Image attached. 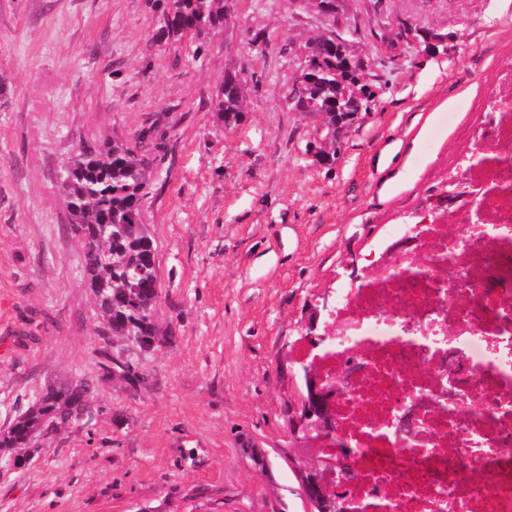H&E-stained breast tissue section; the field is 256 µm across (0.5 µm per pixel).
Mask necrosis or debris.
Listing matches in <instances>:
<instances>
[{"label":"necrosis or debris","instance_id":"obj_1","mask_svg":"<svg viewBox=\"0 0 512 512\" xmlns=\"http://www.w3.org/2000/svg\"><path fill=\"white\" fill-rule=\"evenodd\" d=\"M496 83L464 147L479 195L405 228L323 318L321 451L345 450L353 512H512V55Z\"/></svg>","mask_w":512,"mask_h":512}]
</instances>
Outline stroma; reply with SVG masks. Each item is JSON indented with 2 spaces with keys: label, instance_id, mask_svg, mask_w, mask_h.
<instances>
[{
  "label": "stroma",
  "instance_id": "obj_1",
  "mask_svg": "<svg viewBox=\"0 0 512 512\" xmlns=\"http://www.w3.org/2000/svg\"><path fill=\"white\" fill-rule=\"evenodd\" d=\"M166 2L0 0V429L98 374L58 188L82 143L148 139L165 336L138 387H97L88 425L0 468V512H310L288 416L305 309L445 189L512 54V0H236L194 41L160 36ZM323 35L375 96L327 164L319 119L288 102ZM229 71L246 107L227 128L211 101Z\"/></svg>",
  "mask_w": 512,
  "mask_h": 512
}]
</instances>
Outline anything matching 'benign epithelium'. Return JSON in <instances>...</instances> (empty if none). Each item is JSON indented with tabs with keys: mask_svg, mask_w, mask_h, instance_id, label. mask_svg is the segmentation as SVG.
Here are the masks:
<instances>
[{
	"mask_svg": "<svg viewBox=\"0 0 512 512\" xmlns=\"http://www.w3.org/2000/svg\"><path fill=\"white\" fill-rule=\"evenodd\" d=\"M475 196L467 171L461 170L448 180L447 189L432 198L437 207L449 199L456 201ZM332 295L325 294L321 301L309 306L307 317L301 326V335L306 337L311 348L320 347L327 339L320 332L322 315L329 309ZM297 375L302 378L305 394L291 417L290 432L301 449L299 471L304 494L313 512H350V505L342 492L352 479L346 455L338 452L336 457H325L320 452V441L334 436L332 395L333 389L319 376L312 362L301 361Z\"/></svg>",
	"mask_w": 512,
	"mask_h": 512,
	"instance_id": "obj_1",
	"label": "benign epithelium"
}]
</instances>
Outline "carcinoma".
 Wrapping results in <instances>:
<instances>
[{
	"label": "carcinoma",
	"mask_w": 512,
	"mask_h": 512,
	"mask_svg": "<svg viewBox=\"0 0 512 512\" xmlns=\"http://www.w3.org/2000/svg\"><path fill=\"white\" fill-rule=\"evenodd\" d=\"M224 26V0H167V33L195 38L203 29ZM320 47L312 68L293 83L303 111L336 128V111L348 116L368 112L372 92L358 84L345 42L317 38ZM243 85L226 75L213 102L224 127L240 121ZM150 162L125 140L114 137L101 146L84 144L61 170L60 188L66 198L70 230L83 240V273L104 324L100 328L96 383L114 378L137 387L144 380L139 358L121 361L112 354V338L129 340L145 353L162 336L155 320L161 301L157 245L146 224L151 194ZM86 379L55 383L43 389L28 408L0 430V461L18 464V448L40 449L39 441L93 417Z\"/></svg>",
	"instance_id": "carcinoma-1"
}]
</instances>
